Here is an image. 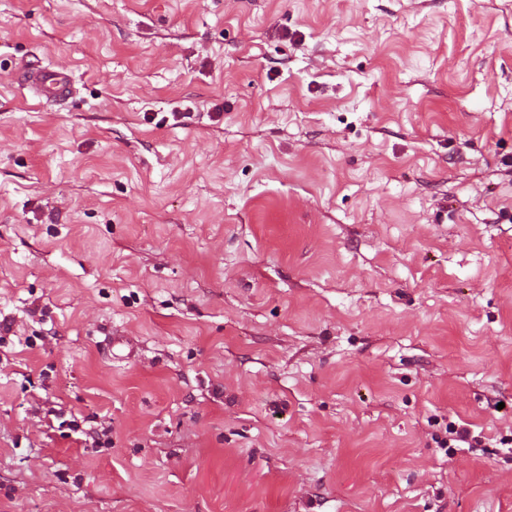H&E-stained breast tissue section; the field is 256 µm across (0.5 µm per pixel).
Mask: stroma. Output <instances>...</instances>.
<instances>
[{
    "mask_svg": "<svg viewBox=\"0 0 512 512\" xmlns=\"http://www.w3.org/2000/svg\"><path fill=\"white\" fill-rule=\"evenodd\" d=\"M3 318L0 512H512V0H0ZM14 81L46 104H65L74 93L71 79L65 72L32 68L24 63L16 67ZM445 432L449 436L446 438H436V443L438 444V448L445 451V453H449L454 450V448H461L460 446H455L451 442H460L468 444V448H473L474 446L471 443V440H474L476 444H478L479 440L476 439V436L471 435V431L464 425H457L456 423L450 422L445 427Z\"/></svg>",
    "mask_w": 512,
    "mask_h": 512,
    "instance_id": "stroma-1",
    "label": "stroma"
}]
</instances>
